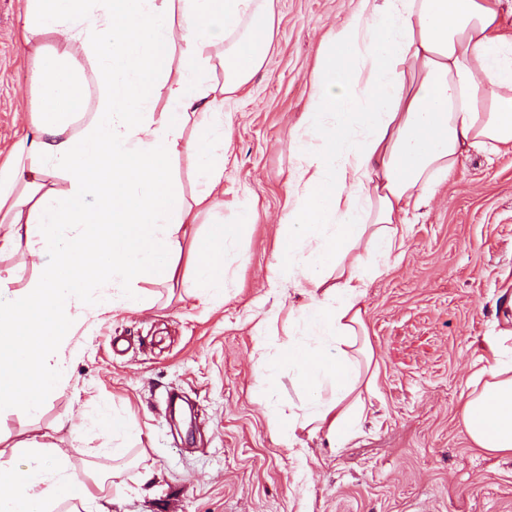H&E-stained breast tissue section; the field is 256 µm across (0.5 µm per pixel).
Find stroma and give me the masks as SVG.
Masks as SVG:
<instances>
[{"label": "stroma", "mask_w": 512, "mask_h": 512, "mask_svg": "<svg viewBox=\"0 0 512 512\" xmlns=\"http://www.w3.org/2000/svg\"><path fill=\"white\" fill-rule=\"evenodd\" d=\"M354 0H276V49L225 101L231 145L224 206L204 224L256 212L228 300H194L184 280L152 286L155 304L104 314L71 336L68 373L42 412L0 413V457L37 442L66 450L79 481L97 474L112 512H512V458L474 448L459 424L473 363L512 320V155L471 152L426 207L409 215L401 256L370 283L365 316L379 367L360 432L344 447L271 427L266 403L304 394L280 363L264 387L255 367L303 329L251 317L273 302L275 222L294 164L292 129L312 93L324 36ZM23 0H0V160L21 136L32 69L20 37ZM112 438L124 454H99ZM151 469L150 484L140 482Z\"/></svg>", "instance_id": "35a3bbf8"}]
</instances>
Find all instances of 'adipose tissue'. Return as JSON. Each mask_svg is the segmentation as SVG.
Wrapping results in <instances>:
<instances>
[{
	"label": "adipose tissue",
	"instance_id": "1",
	"mask_svg": "<svg viewBox=\"0 0 512 512\" xmlns=\"http://www.w3.org/2000/svg\"><path fill=\"white\" fill-rule=\"evenodd\" d=\"M503 28V0H357L322 42L267 279L308 295L296 314L319 341L282 352L305 398L290 413L267 406L270 426L341 448L363 420L361 387L378 371L369 281L470 151L512 155ZM21 32L34 83L28 132L0 163V254L40 275L0 307V411L34 415L65 380L62 349L87 317L149 308L142 282L178 277L189 228L223 206L224 103L273 49L274 0H25ZM216 67L223 82L206 78ZM182 154L199 186L189 197L171 173ZM253 222L243 207L195 238L193 298L226 294ZM488 345L459 423L475 448L512 457V328ZM26 453L25 467L0 462V512L93 498L66 475L63 449L51 470L42 448Z\"/></svg>",
	"mask_w": 512,
	"mask_h": 512
}]
</instances>
